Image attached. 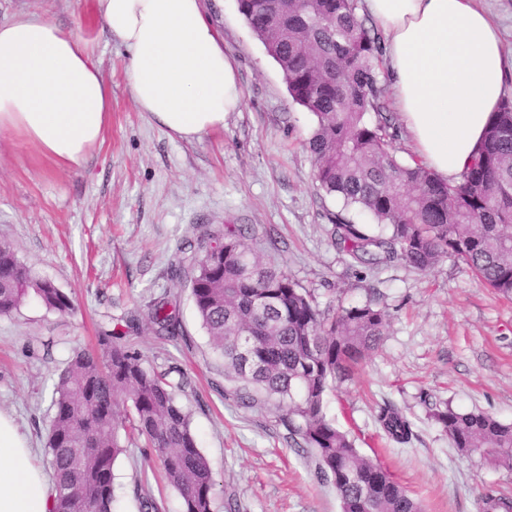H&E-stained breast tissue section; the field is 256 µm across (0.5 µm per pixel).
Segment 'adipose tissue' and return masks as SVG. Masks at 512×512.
<instances>
[{
	"instance_id": "obj_1",
	"label": "adipose tissue",
	"mask_w": 512,
	"mask_h": 512,
	"mask_svg": "<svg viewBox=\"0 0 512 512\" xmlns=\"http://www.w3.org/2000/svg\"><path fill=\"white\" fill-rule=\"evenodd\" d=\"M97 5L127 50L139 111L193 140L240 109L235 68L201 0ZM365 9L386 36L388 79L419 156L442 180H460L505 95L498 26L475 0H365ZM111 111L89 39L32 9L0 22V134L72 167L102 143ZM52 500L26 437L0 413V512H50Z\"/></svg>"
}]
</instances>
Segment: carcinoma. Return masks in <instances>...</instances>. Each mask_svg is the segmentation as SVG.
Listing matches in <instances>:
<instances>
[{"label":"carcinoma","mask_w":512,"mask_h":512,"mask_svg":"<svg viewBox=\"0 0 512 512\" xmlns=\"http://www.w3.org/2000/svg\"><path fill=\"white\" fill-rule=\"evenodd\" d=\"M238 11L279 66L294 104L315 117L305 143L314 179L337 199L334 244L362 266L400 259L427 272L441 259L469 264L495 292L512 296V101L495 113L458 182H445L421 161L392 151L385 89L379 82L384 42L357 0H238ZM191 296L225 376L244 406L273 404L289 433L311 452L335 489L341 512H422L420 503L377 462L362 456L326 416L336 378L386 335L387 315L370 305L323 310L314 294L282 267L264 261L242 229L198 245L189 273ZM29 298L59 314L73 311L52 281L22 263L0 241V315ZM142 318L175 337L180 321L169 295L151 299ZM138 319L99 336L95 353L80 351L55 384L46 447L53 471L51 512H112L113 466L127 452L120 404L131 402L132 431L144 438L183 512H212L215 479L178 400L174 369L158 372L120 340ZM431 416L465 455L478 449L512 471V424L485 413L434 406ZM378 421L388 440L407 444L410 421L393 405Z\"/></svg>","instance_id":"cac0c4a2"}]
</instances>
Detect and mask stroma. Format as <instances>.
<instances>
[{"label": "stroma", "instance_id": "obj_1", "mask_svg": "<svg viewBox=\"0 0 512 512\" xmlns=\"http://www.w3.org/2000/svg\"><path fill=\"white\" fill-rule=\"evenodd\" d=\"M32 7L89 38L112 88L103 142L60 168L18 137L0 135V241L72 301L71 313L27 300L0 316V410L11 415L49 469L46 436L58 375L77 350L151 298L177 296L181 334L141 325L126 341L149 367H178L179 400L216 485L213 512H340L332 485L295 445L271 406L240 405L210 348L186 280L169 266L179 244L247 228L264 257L311 290L321 307L373 306L388 315L379 346L337 380L325 412L358 451L379 461L424 512H482L485 496L512 497V472L466 456L431 418L432 404L480 410L512 423V299L454 258L421 272L401 260L356 267L330 239L337 202L318 188L304 149L313 116L295 105L277 64L243 20L237 0H210L242 90L221 129L185 141L135 107L125 47L102 29L97 0H0V19ZM393 404L415 437L386 440L377 414ZM112 512H182L147 448L129 445L113 467Z\"/></svg>", "mask_w": 512, "mask_h": 512}]
</instances>
